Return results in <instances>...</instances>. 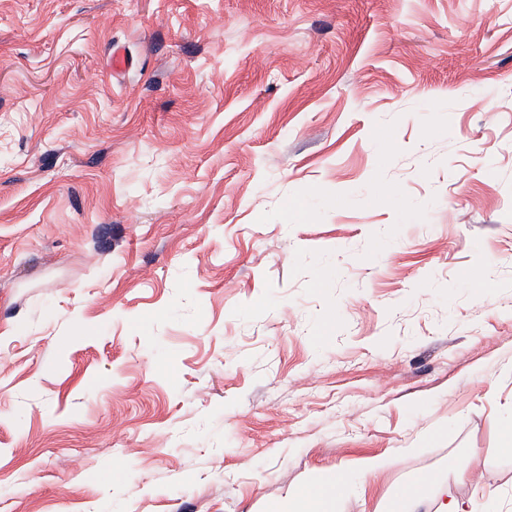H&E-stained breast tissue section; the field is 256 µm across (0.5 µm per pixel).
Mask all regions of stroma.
<instances>
[{
  "label": "stroma",
  "mask_w": 512,
  "mask_h": 512,
  "mask_svg": "<svg viewBox=\"0 0 512 512\" xmlns=\"http://www.w3.org/2000/svg\"><path fill=\"white\" fill-rule=\"evenodd\" d=\"M510 428L512 0H0L10 512H512ZM393 463V458L387 454L368 457L361 462L359 468V482L357 486L361 491L367 490L368 480L381 471L388 469ZM353 476L345 467L330 472H313L306 478L303 488L295 495L292 507H280L272 511L286 512H334L338 495L351 488ZM423 503V486L413 482L394 495L391 511L418 512Z\"/></svg>",
  "instance_id": "1"
}]
</instances>
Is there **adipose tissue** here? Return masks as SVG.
<instances>
[{
  "label": "adipose tissue",
  "mask_w": 512,
  "mask_h": 512,
  "mask_svg": "<svg viewBox=\"0 0 512 512\" xmlns=\"http://www.w3.org/2000/svg\"><path fill=\"white\" fill-rule=\"evenodd\" d=\"M392 463L390 455L380 454L364 459L355 475L342 466L330 472L311 473L295 495L289 512H335L336 499L341 492L355 485L366 488L371 477L388 469Z\"/></svg>",
  "instance_id": "ef3b65f1"
}]
</instances>
